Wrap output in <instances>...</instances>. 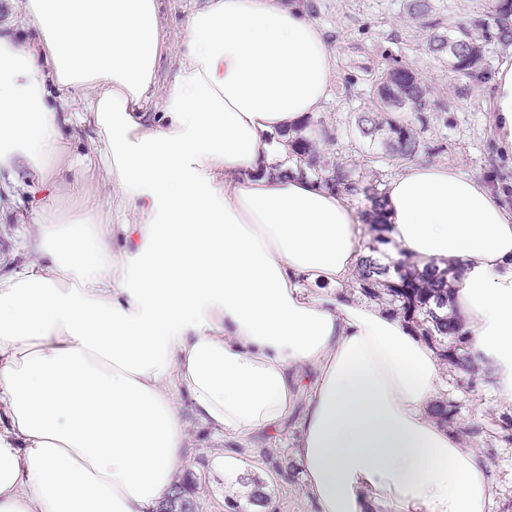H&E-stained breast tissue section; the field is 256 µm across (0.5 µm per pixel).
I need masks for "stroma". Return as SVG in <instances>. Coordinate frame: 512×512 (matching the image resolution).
Returning a JSON list of instances; mask_svg holds the SVG:
<instances>
[{
    "label": "stroma",
    "mask_w": 512,
    "mask_h": 512,
    "mask_svg": "<svg viewBox=\"0 0 512 512\" xmlns=\"http://www.w3.org/2000/svg\"><path fill=\"white\" fill-rule=\"evenodd\" d=\"M306 10L323 29L337 62L330 99L319 115L335 136L331 151L353 156L361 172L378 175L383 181L398 173V166L377 162L375 149L346 132L353 113L372 106L371 86L378 71L396 58L433 89L435 104L427 111L421 129L425 145L433 151L432 162L454 164L473 176L500 168L488 121L492 108L489 94L475 89L454 109L438 107V100L448 98L463 80L449 73L446 63L428 54L425 34L407 16L405 0H306ZM38 201V196L13 189L10 182L0 183V252L14 251L19 261L27 260L24 246L34 226L20 221L19 214L37 206ZM445 381L448 399L457 407L455 426L512 417V404L503 401L499 383L480 376L474 385L462 384L452 371L446 372ZM181 412L189 424L184 473L194 482L195 512H226L231 496L241 494L245 487L225 480L211 465L213 457L223 452L224 439L200 426L189 406H182ZM296 435V424L291 421L283 430L257 434L237 448L252 475L265 487L267 512H308L304 483L290 451ZM463 442L480 451L488 462L494 490L491 512H512V444L486 435L467 436Z\"/></svg>",
    "instance_id": "1"
}]
</instances>
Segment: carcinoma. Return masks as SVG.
<instances>
[{"label":"carcinoma","instance_id":"carcinoma-1","mask_svg":"<svg viewBox=\"0 0 512 512\" xmlns=\"http://www.w3.org/2000/svg\"><path fill=\"white\" fill-rule=\"evenodd\" d=\"M409 18L426 32V47L436 60L444 59L448 69L471 82L489 78L487 47L491 44L504 50L512 46V0H494L485 17L476 21L462 20L452 13L444 14L433 6V0H406ZM374 108L354 116L350 134L380 140L378 160L384 163L407 162L429 153L416 128L423 122L431 103L430 87L411 69L393 60L376 75L373 84ZM299 159V172L306 170L320 178L331 189H343L370 203L369 215L383 210L384 193L377 179L361 174L356 164L320 149L308 136H299L292 143ZM363 257L354 284L366 296H387L393 315L407 323L422 327V335L437 343L441 360L463 374L468 381L479 372L488 376L483 356L470 353V337L454 320L435 314L438 304H448L451 294L450 269L428 264L417 270L400 262L397 272L379 288L382 272L378 271L375 246ZM454 405L441 401L432 407V416L441 424L452 423ZM463 433L471 436L494 434L500 441L512 443V418L495 422L492 427L472 423Z\"/></svg>","mask_w":512,"mask_h":512}]
</instances>
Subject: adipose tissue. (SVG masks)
Instances as JSON below:
<instances>
[{
  "instance_id": "adipose-tissue-1",
  "label": "adipose tissue",
  "mask_w": 512,
  "mask_h": 512,
  "mask_svg": "<svg viewBox=\"0 0 512 512\" xmlns=\"http://www.w3.org/2000/svg\"><path fill=\"white\" fill-rule=\"evenodd\" d=\"M19 10L38 41L0 22V166L50 194L30 261L0 254V512H155L186 465L183 392L229 441L302 405L312 512H490L483 455L430 413L435 350L348 290L363 212L296 169L290 141L336 75L302 0H205L162 85L159 0ZM488 84L512 160V59ZM154 91L160 111L140 112ZM87 122L130 217L90 205L57 226L59 181L86 184L63 130ZM384 215L398 257L459 268L448 312L512 400V179L410 163Z\"/></svg>"
}]
</instances>
